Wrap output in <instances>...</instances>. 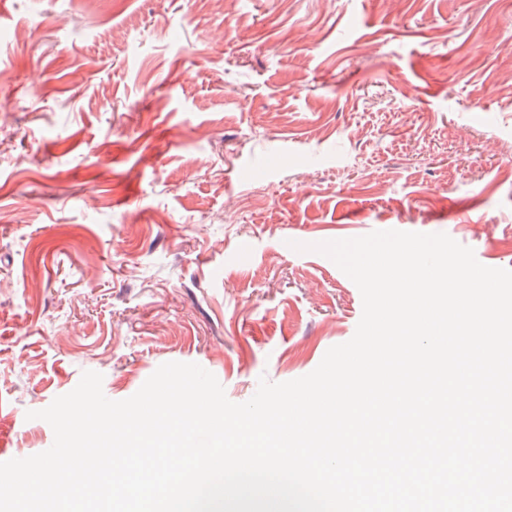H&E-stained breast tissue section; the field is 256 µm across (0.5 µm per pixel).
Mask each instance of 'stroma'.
<instances>
[{"instance_id": "35a3bbf8", "label": "stroma", "mask_w": 512, "mask_h": 512, "mask_svg": "<svg viewBox=\"0 0 512 512\" xmlns=\"http://www.w3.org/2000/svg\"><path fill=\"white\" fill-rule=\"evenodd\" d=\"M0 459L102 374L228 399L349 341L357 286L289 241L445 233L512 269L501 0H0Z\"/></svg>"}]
</instances>
